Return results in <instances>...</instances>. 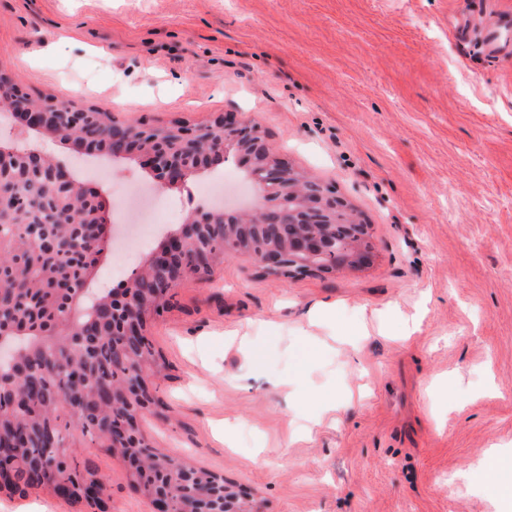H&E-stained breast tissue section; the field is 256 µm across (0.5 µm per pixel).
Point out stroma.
Wrapping results in <instances>:
<instances>
[{"label": "stroma", "mask_w": 512, "mask_h": 512, "mask_svg": "<svg viewBox=\"0 0 512 512\" xmlns=\"http://www.w3.org/2000/svg\"><path fill=\"white\" fill-rule=\"evenodd\" d=\"M512 0H0V69L33 96L114 120L205 125L227 112L331 187L369 225L372 263L284 279L235 255L173 288L146 334L153 445L224 476L263 512H512V56L484 14ZM33 141L136 225L141 188L178 224L223 183L257 203L241 162L161 188L136 157ZM122 232L91 277L116 287ZM331 306L329 320L304 318ZM235 428L234 445L224 427ZM85 455L108 512H152L101 448ZM0 512H94L39 487ZM512 26V14L503 13L493 17L490 23L482 30V40L489 49L496 54L509 53V46L502 41L500 33Z\"/></svg>", "instance_id": "35a3bbf8"}]
</instances>
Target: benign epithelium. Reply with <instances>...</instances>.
Here are the masks:
<instances>
[{
	"mask_svg": "<svg viewBox=\"0 0 512 512\" xmlns=\"http://www.w3.org/2000/svg\"><path fill=\"white\" fill-rule=\"evenodd\" d=\"M0 107L12 118L20 119L27 130L71 140L88 151L103 143L121 155H135L166 187L181 186L188 178L231 158L244 162L250 170L262 169L264 183L279 186L288 195V205L269 204L251 215H235L233 223L224 225V253L251 260L266 274L294 279L330 274L337 269L357 270L372 260L373 245L359 233L361 219L351 203L326 186L312 190L308 177L299 175L290 163L275 155L266 137L250 130L249 123L235 113H226L206 125L172 123L171 133L177 137L173 146L164 141L159 129L115 121L103 110H78L54 99L32 103L2 72ZM0 161V209L7 206L19 215L31 209L25 198L3 192L5 183L14 186L28 177L38 178L57 206L76 197L101 202L99 193L78 179L70 165L41 150L1 145ZM220 219L224 221L227 216L212 207L194 210L178 231L159 242L144 270L133 272L111 294L91 299L89 312L96 316L110 310L112 323L131 327L127 336L143 339L145 331L133 285L168 267L171 257L188 247L195 250L198 270L211 267L213 252L207 230ZM86 223L101 225L94 243L107 249L111 242L107 210L92 212ZM254 229L266 242L256 251L251 238ZM146 383L145 371L131 368L127 382L112 387V405L129 401ZM178 480L185 486L181 507L173 509L166 496L152 490L153 512H237L240 503L247 512H261L253 499L231 491L221 475L182 468Z\"/></svg>",
	"mask_w": 512,
	"mask_h": 512,
	"instance_id": "benign-epithelium-1",
	"label": "benign epithelium"
}]
</instances>
